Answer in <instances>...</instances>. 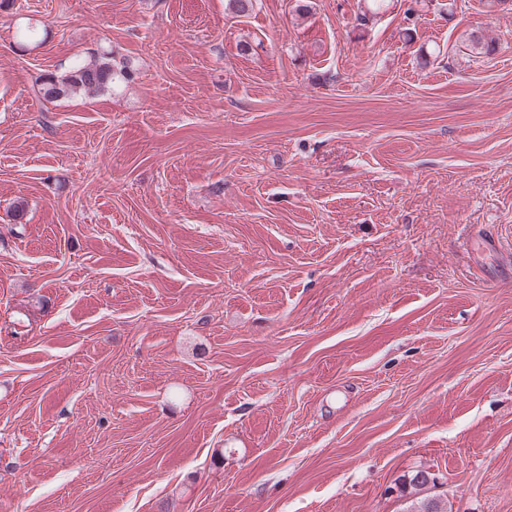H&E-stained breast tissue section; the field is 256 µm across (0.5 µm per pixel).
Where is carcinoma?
<instances>
[{"label":"carcinoma","instance_id":"1","mask_svg":"<svg viewBox=\"0 0 512 512\" xmlns=\"http://www.w3.org/2000/svg\"><path fill=\"white\" fill-rule=\"evenodd\" d=\"M465 41L470 51L477 55L492 51L491 45L479 30L468 32ZM131 73L129 63L125 62L118 68L113 64L111 55L102 54L87 63L77 62L62 73L44 75L41 80L43 98L52 101L77 90L99 92L115 85L120 79H127Z\"/></svg>","mask_w":512,"mask_h":512}]
</instances>
